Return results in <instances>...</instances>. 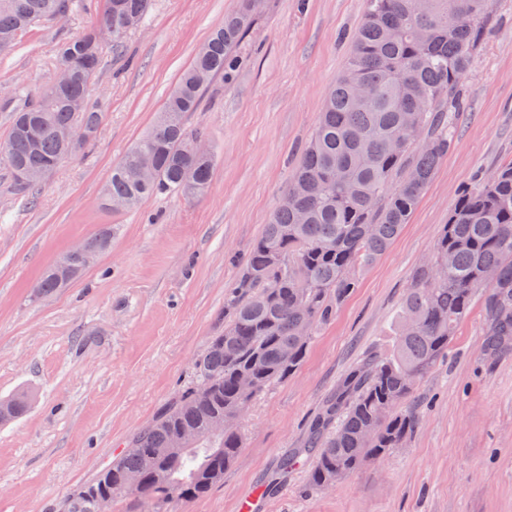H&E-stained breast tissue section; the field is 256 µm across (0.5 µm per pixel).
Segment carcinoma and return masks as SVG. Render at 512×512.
Masks as SVG:
<instances>
[{"label": "carcinoma", "mask_w": 512, "mask_h": 512, "mask_svg": "<svg viewBox=\"0 0 512 512\" xmlns=\"http://www.w3.org/2000/svg\"><path fill=\"white\" fill-rule=\"evenodd\" d=\"M490 6L491 0H428L421 11L417 0H367L348 62L284 189L292 204L275 209L225 290L224 328L195 359L192 383L158 409L150 430L128 440L139 452L113 457L68 499L65 512H95L103 495L114 502L133 497L159 512L162 504L203 497L224 481L242 448L239 421L252 400L299 370L318 330L408 223L448 154L459 86L486 34ZM76 7L89 8L88 0H0V57L35 25ZM152 7L153 0H104L94 24L58 48L56 65L72 68L67 83H48L37 95L24 87L14 92L0 158L10 170L30 174L23 183L12 179L16 193L33 191L52 172L51 161L77 155L98 132L102 114L88 104L105 46L97 29H112L115 48ZM260 7L261 0H241L208 35L151 133L112 168L105 205L118 200L132 210L153 196L191 199L208 191L214 159L196 153L204 134L186 125V115L199 110L215 78L234 70V50ZM69 127L84 131L73 147L58 136ZM431 259L418 265L406 289L392 352L371 355L349 373L312 421L307 445L283 459L265 494L278 491L302 455L312 461L311 487L322 491L330 475L402 447L420 420L404 402L448 355L475 300L486 313L482 356L512 354V161L462 191ZM81 265L64 252L34 284V296L67 287L65 277ZM243 375L255 382L247 394L239 386ZM29 406L25 391L1 399L0 421L19 419ZM219 419L224 434L214 439L209 428ZM187 431L198 442L171 455V443Z\"/></svg>", "instance_id": "1"}]
</instances>
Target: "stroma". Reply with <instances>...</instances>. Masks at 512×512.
Listing matches in <instances>:
<instances>
[{
  "instance_id": "stroma-1",
  "label": "stroma",
  "mask_w": 512,
  "mask_h": 512,
  "mask_svg": "<svg viewBox=\"0 0 512 512\" xmlns=\"http://www.w3.org/2000/svg\"><path fill=\"white\" fill-rule=\"evenodd\" d=\"M239 3L155 0L144 25L104 54L88 97L103 117L83 155L63 162L31 198L12 192L0 162V399L33 396L22 418L0 422V512H63L190 382L193 360L221 324L224 289L276 209L366 6L263 0L235 71L187 116L215 158L208 192L104 209L113 165L151 131L198 46ZM95 19L81 11L31 28L0 57V98L49 82L57 45ZM462 93L452 147L408 224L313 338L299 371L252 402L223 484L162 512H236L239 496L304 446L310 421L346 373L391 349L412 273L460 193L512 160V0H492ZM105 229L111 242L95 264L60 292L34 297L51 262ZM485 326L482 306L473 305L447 360L418 382L409 404L422 420L403 448L325 491L312 489L308 466L298 465L266 512H512V354L482 359Z\"/></svg>"
}]
</instances>
